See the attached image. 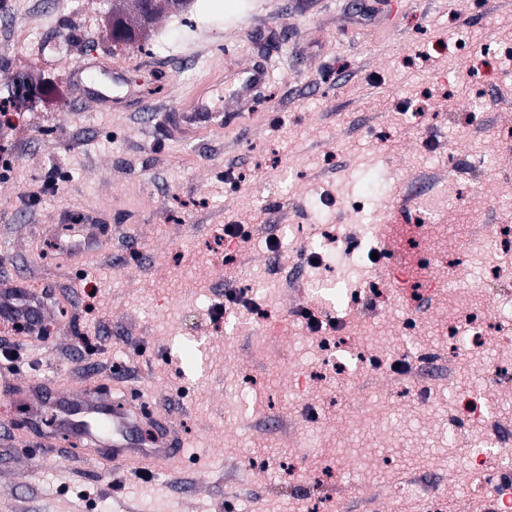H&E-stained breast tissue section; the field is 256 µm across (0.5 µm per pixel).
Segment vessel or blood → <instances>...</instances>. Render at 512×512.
I'll use <instances>...</instances> for the list:
<instances>
[{
	"mask_svg": "<svg viewBox=\"0 0 512 512\" xmlns=\"http://www.w3.org/2000/svg\"><path fill=\"white\" fill-rule=\"evenodd\" d=\"M64 77L70 84L76 101L95 112L112 110L118 106L132 107L142 113L145 121H152L154 106L142 91L134 89L125 68L99 61L78 60L67 64ZM272 77L269 63L256 62L243 67L238 76L235 96L249 97L266 85ZM166 136L172 140L187 141L202 133L219 132L224 128V115L212 111L204 97H196L182 105L179 111L162 115ZM103 225H77L67 244L70 253H78L93 244H102ZM20 281L0 283V316H22L37 322L40 310L26 303L20 292ZM0 394L5 397L26 396L48 406L54 419L51 432L43 434L41 444L51 448L65 440L79 446L93 441L97 447L95 458L102 463L121 461L133 470L172 465L185 451V440L176 425L166 416H155L157 428L165 433V444H151L144 438L136 402L120 401L110 394L93 388L56 392L42 379H29L26 386L10 380L0 381Z\"/></svg>",
	"mask_w": 512,
	"mask_h": 512,
	"instance_id": "obj_1",
	"label": "vessel or blood"
}]
</instances>
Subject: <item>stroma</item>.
Here are the masks:
<instances>
[{"label": "stroma", "instance_id": "1", "mask_svg": "<svg viewBox=\"0 0 512 512\" xmlns=\"http://www.w3.org/2000/svg\"><path fill=\"white\" fill-rule=\"evenodd\" d=\"M64 19L65 48L53 35ZM34 21L38 44L4 41ZM149 45H113L98 0H0V103L22 81L64 91L0 125L15 168L0 180V278L24 275L62 300L44 316L53 338L22 347L11 378L136 388L172 414L186 459L144 477L65 445L37 458L19 402L0 400L12 425L0 512H312L317 500L328 512H433L435 500L484 512L491 492L512 496L493 477L512 468V253L472 238L478 224L512 225V0H193L154 21ZM83 58L139 83L154 61L172 84L160 114L210 82L211 109L249 111L250 125L180 143L160 119L87 111L63 78ZM265 59L262 96L232 99L239 70ZM413 190L427 220L408 221L400 241L395 205ZM73 210L100 218L103 247L78 264L46 259L37 225ZM227 224L248 239L225 241ZM282 224L300 233L277 247ZM364 224L373 241L387 225L394 270L364 248L310 261L331 226L354 240ZM279 270L335 276L353 298L284 287ZM248 279L264 284L263 325L218 323L225 293ZM304 308L340 318L344 336L309 332L295 319ZM460 310L490 322L481 345L456 346ZM422 350L434 354L417 378L423 401L385 369ZM463 392L487 414H464ZM490 438L502 454L478 463ZM408 472L432 493L404 494Z\"/></svg>", "mask_w": 512, "mask_h": 512}]
</instances>
